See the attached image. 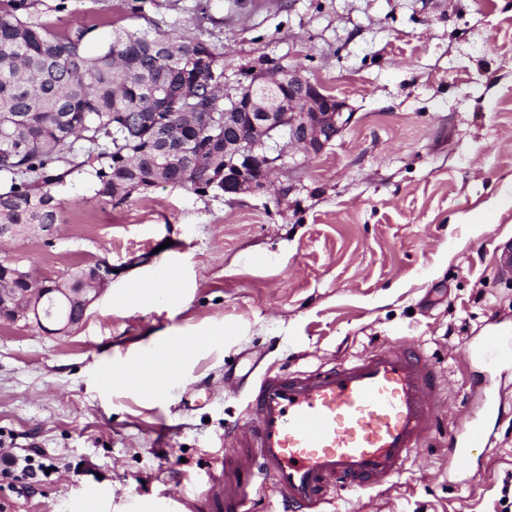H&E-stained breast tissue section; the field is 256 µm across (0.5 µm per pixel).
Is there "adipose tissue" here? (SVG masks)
<instances>
[{"mask_svg": "<svg viewBox=\"0 0 512 512\" xmlns=\"http://www.w3.org/2000/svg\"><path fill=\"white\" fill-rule=\"evenodd\" d=\"M224 344L223 330L216 329L200 336H181L165 339L139 350L137 359L144 372V379L129 382V389L149 396L163 393L176 373L203 347H220Z\"/></svg>", "mask_w": 512, "mask_h": 512, "instance_id": "1", "label": "adipose tissue"}]
</instances>
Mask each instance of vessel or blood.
Wrapping results in <instances>:
<instances>
[{
  "label": "vessel or blood",
  "mask_w": 512,
  "mask_h": 512,
  "mask_svg": "<svg viewBox=\"0 0 512 512\" xmlns=\"http://www.w3.org/2000/svg\"><path fill=\"white\" fill-rule=\"evenodd\" d=\"M440 376L421 351L380 348L326 369L263 376L243 424L225 429L232 466L209 477L202 512H240L249 488H271L282 512H325L337 490L384 491L417 456L439 415ZM482 411L450 435L456 464L489 452L505 416L490 382L470 387Z\"/></svg>",
  "instance_id": "vessel-or-blood-1"
}]
</instances>
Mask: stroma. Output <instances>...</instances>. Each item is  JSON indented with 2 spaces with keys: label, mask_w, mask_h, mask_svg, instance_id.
<instances>
[{
  "label": "stroma",
  "mask_w": 512,
  "mask_h": 512,
  "mask_svg": "<svg viewBox=\"0 0 512 512\" xmlns=\"http://www.w3.org/2000/svg\"><path fill=\"white\" fill-rule=\"evenodd\" d=\"M70 0L60 23L97 50L116 27L196 35L224 55L226 93L268 59L344 100L343 132L316 155L289 147L287 196H201L159 184L116 205L75 174L53 187L64 222L0 239V260L35 281L98 261L114 274L64 335L0 323V448L49 473L29 496L0 477L5 512H188L234 454L225 428L246 402L225 379L312 371L383 346L421 349L449 401L421 458L383 493L336 495L328 512H505L512 418L473 481L448 433L470 380L512 404V364L464 358L490 325L512 335V0ZM177 273L179 297L118 307L114 295ZM224 329L161 396L106 384L104 370L162 336Z\"/></svg>",
  "instance_id": "35a3bbf8"
}]
</instances>
